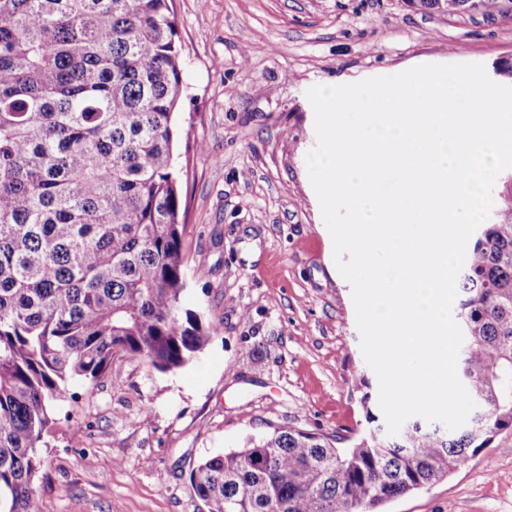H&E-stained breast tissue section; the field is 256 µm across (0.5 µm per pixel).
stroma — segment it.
Here are the masks:
<instances>
[{
	"instance_id": "obj_1",
	"label": "stroma",
	"mask_w": 512,
	"mask_h": 512,
	"mask_svg": "<svg viewBox=\"0 0 512 512\" xmlns=\"http://www.w3.org/2000/svg\"><path fill=\"white\" fill-rule=\"evenodd\" d=\"M173 10L185 89L173 160L193 272L183 305L214 333L180 369L118 355L95 382L71 384L42 448L37 512H207L189 480L202 457L273 424L350 441L384 428L308 175L306 92L419 61L512 62V0L490 14L408 0H173ZM385 512H512V430Z\"/></svg>"
}]
</instances>
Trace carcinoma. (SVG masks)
Masks as SVG:
<instances>
[{
    "instance_id": "1",
    "label": "carcinoma",
    "mask_w": 512,
    "mask_h": 512,
    "mask_svg": "<svg viewBox=\"0 0 512 512\" xmlns=\"http://www.w3.org/2000/svg\"><path fill=\"white\" fill-rule=\"evenodd\" d=\"M177 35L170 0H0V512H35L71 380L95 381L118 354L174 370L212 337L181 303ZM499 199L466 255L457 314L459 373L487 428L413 422L339 448L277 426L191 471L208 512H384L512 428V179Z\"/></svg>"
}]
</instances>
